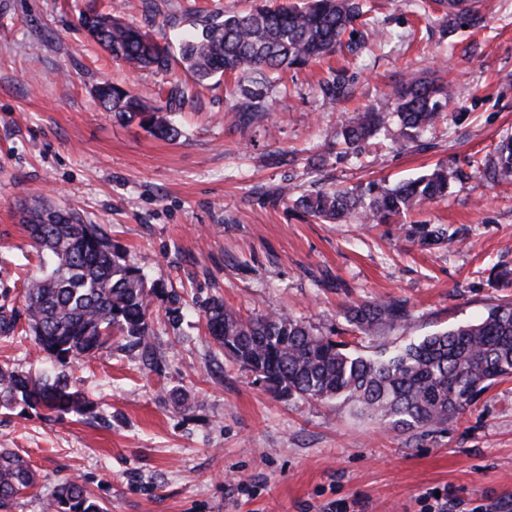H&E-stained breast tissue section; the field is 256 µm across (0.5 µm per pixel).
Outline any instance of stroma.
Masks as SVG:
<instances>
[{"instance_id":"35a3bbf8","label":"stroma","mask_w":512,"mask_h":512,"mask_svg":"<svg viewBox=\"0 0 512 512\" xmlns=\"http://www.w3.org/2000/svg\"><path fill=\"white\" fill-rule=\"evenodd\" d=\"M283 0H97L104 11L177 46L208 15ZM478 22L451 20L441 0H371L359 56L288 72L260 122L237 126L234 78L218 76L178 108L175 142L103 111L94 88L109 80L148 103L187 82L183 71H130L79 23L88 0H0V314L19 330L0 336V366L54 373L35 360L24 280L39 262L24 227L48 202L102 224L128 262L163 293L154 301V359L119 347L68 368L94 416L45 418L0 407V448L37 472L38 493L12 512H43L64 476L79 478L107 512H497L512 501V377L441 427L399 433L342 402L284 399L212 343L198 313L214 299L254 317L285 309L315 333L365 353L391 349L486 316L512 300L491 275L512 267V182H486L471 163L512 134V0H474ZM180 26L170 29L164 14ZM353 80L349 103L319 84L331 70ZM410 73L452 85L441 124L419 151L382 132L360 155L326 154L344 113L392 95ZM438 165L460 168L446 200L405 222L323 224L294 197L377 180L393 185ZM286 186L291 199L278 197ZM452 232L436 243L403 224ZM406 302L403 327L352 337L351 305Z\"/></svg>"}]
</instances>
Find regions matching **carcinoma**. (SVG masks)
Segmentation results:
<instances>
[{"instance_id": "1", "label": "carcinoma", "mask_w": 512, "mask_h": 512, "mask_svg": "<svg viewBox=\"0 0 512 512\" xmlns=\"http://www.w3.org/2000/svg\"><path fill=\"white\" fill-rule=\"evenodd\" d=\"M365 0H307L301 6L255 5L245 13L204 16L183 35L178 53L159 44L150 32L126 23L90 3L81 26L116 61L167 74L180 67L193 83L172 89L163 105H149L120 85L104 82L96 95L114 117L139 125L151 135L176 141L182 131L171 118L174 102L194 98L198 87L218 74L245 79L230 111L240 125L260 121L271 87L281 74L319 62L341 49L354 53L361 41H343L360 19ZM325 100L351 98L347 71L338 69L322 84ZM454 96L448 86L415 76L400 81L392 102L353 112L342 125L345 145L357 148L387 124L399 138L417 145L447 118ZM484 179L496 184L512 178V136L477 161ZM460 179L452 166H438L416 178L387 187L375 180L302 195L294 205L322 222L343 224L354 215L364 224H386L426 203L448 196ZM28 237L40 270L27 279L24 302L37 352L66 366L112 348L118 334L146 359L152 354L151 308L159 287L128 264L99 224L72 210L43 206L27 218ZM216 346L241 368L253 372L270 392L317 402L342 400L361 416L379 419L399 432H414L448 422L495 381L512 376V302L491 308L486 317L458 324L393 350L364 355L349 343L315 334L304 322L271 311L243 319L215 299L204 310ZM409 319L405 304L367 301L351 306L352 331L376 336ZM21 404L48 418L90 415L95 403L76 389L64 372L34 377L0 367V406ZM37 487L36 472L19 454L0 450V512ZM47 512H104L76 478L56 482L44 503Z\"/></svg>"}]
</instances>
